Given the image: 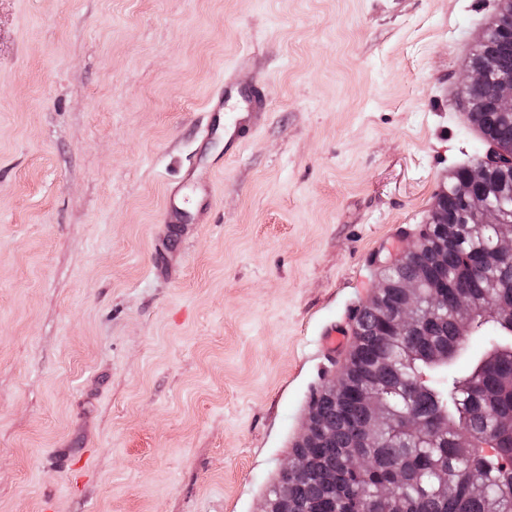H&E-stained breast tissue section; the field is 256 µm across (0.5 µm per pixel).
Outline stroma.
I'll return each mask as SVG.
<instances>
[{
  "instance_id": "obj_1",
  "label": "stroma",
  "mask_w": 512,
  "mask_h": 512,
  "mask_svg": "<svg viewBox=\"0 0 512 512\" xmlns=\"http://www.w3.org/2000/svg\"><path fill=\"white\" fill-rule=\"evenodd\" d=\"M499 8L0 0V512H259L348 355L322 329L476 157ZM231 67L267 120L198 155ZM193 183L191 172H187L182 181L171 187L168 195L167 218L170 223H178L183 218L182 211H185L186 199L183 194L184 189L188 184ZM194 184V183H193ZM195 185V184H194ZM182 199V209L178 206L179 201Z\"/></svg>"
}]
</instances>
